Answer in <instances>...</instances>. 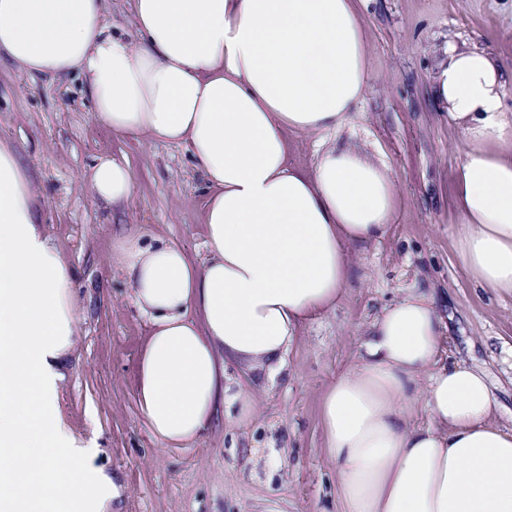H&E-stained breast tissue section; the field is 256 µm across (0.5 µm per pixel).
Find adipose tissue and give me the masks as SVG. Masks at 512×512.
<instances>
[{
    "label": "adipose tissue",
    "mask_w": 512,
    "mask_h": 512,
    "mask_svg": "<svg viewBox=\"0 0 512 512\" xmlns=\"http://www.w3.org/2000/svg\"><path fill=\"white\" fill-rule=\"evenodd\" d=\"M132 10L127 33L107 22L106 0H0V58L29 75L80 73L97 124L185 147L206 180L203 263L133 225L112 244L151 325L139 409L163 447H183L225 408L252 417L250 391L225 382L229 361L280 375L305 320L335 307L351 254L386 234L398 190L386 162L335 137L367 88L354 0ZM506 79L491 52L452 48L433 97L466 142L457 255L477 283L512 296ZM290 131L318 136L310 173L288 163ZM90 186L108 206L134 194L130 169L107 157ZM40 223L26 170L0 142V512H110L118 486L58 410L79 312L74 271ZM446 328L433 289H405L326 391L340 512H512V430L492 420L485 375L444 362Z\"/></svg>",
    "instance_id": "adipose-tissue-1"
}]
</instances>
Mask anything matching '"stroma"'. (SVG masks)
Masks as SVG:
<instances>
[{
  "instance_id": "obj_1",
  "label": "stroma",
  "mask_w": 512,
  "mask_h": 512,
  "mask_svg": "<svg viewBox=\"0 0 512 512\" xmlns=\"http://www.w3.org/2000/svg\"><path fill=\"white\" fill-rule=\"evenodd\" d=\"M356 6L368 85L340 136L368 155L383 153L400 195L395 220L385 237L352 255L335 309L305 321L275 382L229 368V383L252 393L251 420L241 424L226 412L184 448H162L139 410L138 365L150 327L112 262V240L133 224L204 259V179L185 148L118 140L97 125L79 74L31 76L0 61V140L22 158L42 229L76 275L80 321L60 416L97 448L119 485L112 512H339L321 399L355 365L373 317L415 285L435 289L448 319L449 365L483 371L495 422L512 428V298L479 287L458 260L456 176L465 143L432 98L448 48H486L512 69V0ZM102 157L133 174L124 209L98 203L84 180Z\"/></svg>"
}]
</instances>
